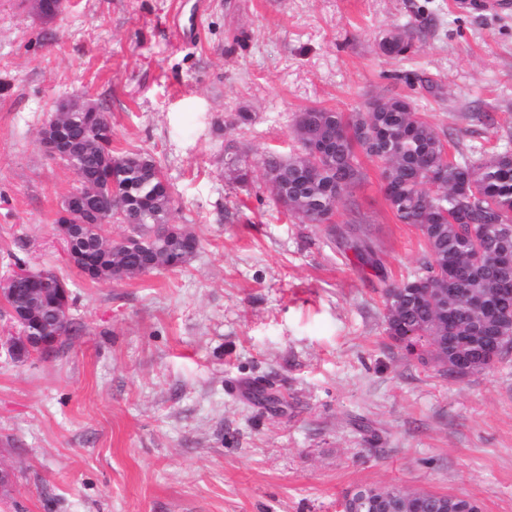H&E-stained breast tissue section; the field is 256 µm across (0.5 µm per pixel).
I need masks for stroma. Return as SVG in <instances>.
<instances>
[{
  "label": "stroma",
  "mask_w": 512,
  "mask_h": 512,
  "mask_svg": "<svg viewBox=\"0 0 512 512\" xmlns=\"http://www.w3.org/2000/svg\"><path fill=\"white\" fill-rule=\"evenodd\" d=\"M408 25L411 52L383 55ZM390 96L463 149L512 150V2L64 0L46 20L0 0V275L54 271L79 325L52 358L0 352V512H339L362 487L512 512V352L441 375L389 339L377 277L337 244L354 202L388 283L423 262L380 163L360 156L328 224L281 215L265 178L299 112ZM69 99L103 106L113 151L160 164L200 241L189 264L94 283L69 261L56 219L79 181L40 141Z\"/></svg>",
  "instance_id": "obj_1"
}]
</instances>
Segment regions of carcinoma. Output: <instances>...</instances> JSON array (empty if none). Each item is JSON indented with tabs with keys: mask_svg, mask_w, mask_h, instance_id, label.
Segmentation results:
<instances>
[{
	"mask_svg": "<svg viewBox=\"0 0 512 512\" xmlns=\"http://www.w3.org/2000/svg\"><path fill=\"white\" fill-rule=\"evenodd\" d=\"M416 29L395 28L379 44L385 55L409 53ZM75 149L69 167L80 187L112 185V216L84 214L75 223L69 244L75 266L85 271L96 264L94 282L120 281L160 268L176 269L197 253L200 241L171 223L174 200L156 161L137 150L112 152V123L105 112L88 124L86 113L54 112ZM298 152L284 159L274 153L263 161L266 177L282 214L304 224H330L336 207L358 184L363 173L356 149L382 165V178L391 186L386 200L396 218L414 226L424 246L422 274L399 286H384L388 336L411 334L426 353L437 337L452 336L471 356V371L492 366L485 337L504 336L512 347V297L499 293L512 288V266L494 262L512 254V151H457L449 157L445 140L425 115L404 97L376 98L365 111L349 117L326 108L310 107L293 126ZM124 224L128 235L107 240L106 224ZM358 264L380 267L372 242L350 231L342 237ZM444 288H456L442 302Z\"/></svg>",
	"mask_w": 512,
	"mask_h": 512,
	"instance_id": "1",
	"label": "carcinoma"
}]
</instances>
